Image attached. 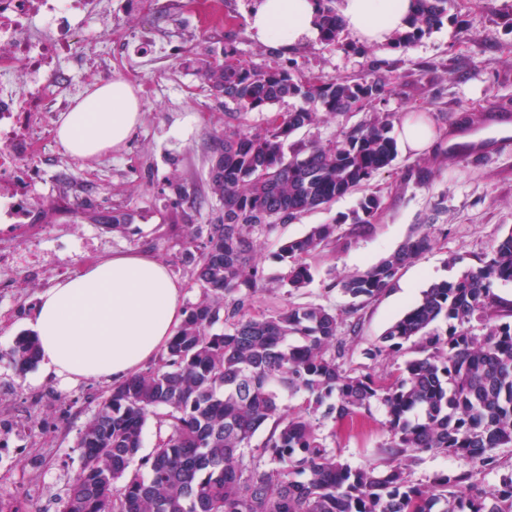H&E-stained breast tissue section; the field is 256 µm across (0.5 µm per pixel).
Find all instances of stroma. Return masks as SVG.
<instances>
[{
	"label": "stroma",
	"instance_id": "obj_1",
	"mask_svg": "<svg viewBox=\"0 0 512 512\" xmlns=\"http://www.w3.org/2000/svg\"><path fill=\"white\" fill-rule=\"evenodd\" d=\"M255 0H112L105 23L112 30L109 76L130 81L142 103L140 125L128 144L96 160L74 158L55 140L37 156L39 190L50 205L45 225L26 226L22 234L41 235L46 249L63 263L91 265L117 252L142 249L164 261L185 285L184 304L196 301L198 283L190 274L183 248L169 233L174 224L202 230L217 200L208 189L215 139L227 124L224 99L203 81L200 62L220 64L225 47L255 66L289 67L305 77L322 75L358 80L373 62H385L395 81L384 100L341 116H325L298 132L316 144L335 140L376 113L400 123L409 111H423L438 139H462L456 121L465 112L512 113V31L501 20L512 0H448V19L430 36L406 48H366L357 53L313 38L288 52L254 39L247 16ZM139 28V38L129 37ZM165 42L167 52L153 54L139 77L129 62L145 45ZM376 194L382 210L374 224L353 232L345 216L364 195ZM132 213L129 235L112 234L98 216L112 210ZM339 223L335 248L309 259L313 280L292 291L283 284L285 266L276 258L286 241L303 237L315 224ZM429 225L433 247L404 266L393 284L359 313L360 333L348 365L374 375L390 367L386 358L369 359L367 348L419 299L422 290L452 281L475 265L512 231V149L463 161L447 152L398 153L392 166L363 189L336 199L289 223L264 230L257 239L256 262L264 279L251 298L250 311L270 314L292 306L321 304L343 310L349 299L334 281L366 270L393 253L421 225ZM80 226L104 240L101 249L82 255L70 231ZM39 289L18 294L0 286V425L28 430L21 452L0 465V494L23 512H58V499L81 465L76 446L82 425L106 380L71 384L45 376L40 367L19 371L11 355L17 336L38 302ZM385 414L372 405L361 429L324 420L323 434L341 460L353 465L375 462L385 440Z\"/></svg>",
	"mask_w": 512,
	"mask_h": 512
}]
</instances>
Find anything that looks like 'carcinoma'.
<instances>
[{
	"label": "carcinoma",
	"instance_id": "carcinoma-1",
	"mask_svg": "<svg viewBox=\"0 0 512 512\" xmlns=\"http://www.w3.org/2000/svg\"><path fill=\"white\" fill-rule=\"evenodd\" d=\"M414 12L396 46L408 47L448 19V0H413ZM316 25L326 44L342 42L335 0H319ZM224 96L233 120L269 112L263 125H227L209 170L221 203L206 225V241L184 248L201 288L167 351L145 371L100 397L80 430L82 466L60 498L59 512H512V466L498 453L512 447V300L494 291L512 282V231L453 281L434 283L369 348L371 359L396 357L413 343L418 356L394 363L382 378L346 367L359 332L355 315L389 288L400 269L432 248L424 229L389 257L329 284L352 299L336 311L321 304L274 315L247 312L262 272L257 235L272 224L326 207L389 168L397 156L387 116L325 144L290 141L324 114L343 115L383 99L393 77L376 67L360 81L299 78L285 68L244 62L200 69ZM305 106L277 122L271 111L285 98ZM380 198L364 196L352 213L356 230L372 224ZM114 234L128 233L132 215L100 217ZM338 224H318L283 243L276 258L288 267L294 291L312 280L306 258L339 240ZM224 332H212L218 322ZM440 322L446 328L440 331ZM19 370L38 363V342L15 339ZM304 394L283 409L284 394ZM385 408L383 459L352 467L321 434V421H344L373 403ZM155 418L154 450L141 454L143 431ZM270 430L259 455L256 433ZM448 453L459 469L425 484L409 480L424 453ZM495 476L484 487L477 476Z\"/></svg>",
	"mask_w": 512,
	"mask_h": 512
}]
</instances>
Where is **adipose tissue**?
<instances>
[{"label": "adipose tissue", "mask_w": 512, "mask_h": 512, "mask_svg": "<svg viewBox=\"0 0 512 512\" xmlns=\"http://www.w3.org/2000/svg\"><path fill=\"white\" fill-rule=\"evenodd\" d=\"M344 29L358 43L382 48L407 29L411 0H336ZM317 0H256L252 36L285 47L313 37ZM141 102L121 79L98 87L62 113L55 138L64 151L93 158L125 143ZM184 285L165 262L139 250L113 254L42 293L30 320L48 373L66 382H121L166 351L181 326Z\"/></svg>", "instance_id": "ef3b65f1"}]
</instances>
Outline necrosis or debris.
I'll return each mask as SVG.
<instances>
[{"label":"necrosis or debris","mask_w":512,"mask_h":512,"mask_svg":"<svg viewBox=\"0 0 512 512\" xmlns=\"http://www.w3.org/2000/svg\"><path fill=\"white\" fill-rule=\"evenodd\" d=\"M106 0H0V223H32L40 210L32 162L51 111L65 109L79 88L64 66ZM32 268L51 277L58 267L39 243L0 239V267Z\"/></svg>","instance_id":"1"}]
</instances>
